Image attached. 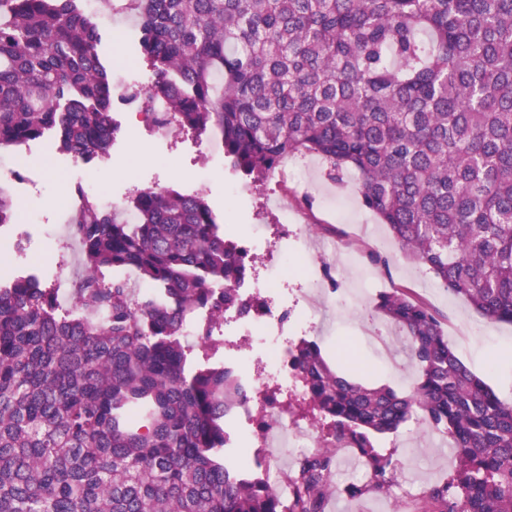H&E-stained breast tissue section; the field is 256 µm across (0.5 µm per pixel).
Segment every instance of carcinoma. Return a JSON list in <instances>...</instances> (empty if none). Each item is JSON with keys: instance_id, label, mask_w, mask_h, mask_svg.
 I'll use <instances>...</instances> for the list:
<instances>
[{"instance_id": "obj_1", "label": "carcinoma", "mask_w": 512, "mask_h": 512, "mask_svg": "<svg viewBox=\"0 0 512 512\" xmlns=\"http://www.w3.org/2000/svg\"><path fill=\"white\" fill-rule=\"evenodd\" d=\"M82 2L0 0V148L109 156L115 81ZM117 7L135 18L165 125L221 140L255 180L298 154L319 156L332 181L355 175L402 251L512 323V0H100L104 14ZM14 209L0 189V227ZM71 237L83 279L70 302L0 269V512H327L341 491L389 489L397 463L376 438L414 418L448 435L457 466L411 512H512V404L465 366L425 300L393 288L374 310L406 335L409 394L295 345L305 395L288 407L326 445L294 461L284 499L224 453L246 394L212 357L237 347L224 313L251 301L239 244L205 198L147 188L105 210L89 196ZM340 448L356 449L369 484H334Z\"/></svg>"}]
</instances>
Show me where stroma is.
I'll use <instances>...</instances> for the list:
<instances>
[{
  "label": "stroma",
  "instance_id": "stroma-1",
  "mask_svg": "<svg viewBox=\"0 0 512 512\" xmlns=\"http://www.w3.org/2000/svg\"><path fill=\"white\" fill-rule=\"evenodd\" d=\"M100 32L108 60L131 62L127 69L114 70L115 80L140 83L151 77L147 63L133 55L126 34L115 31L111 20L101 19ZM116 118L120 133L109 158L98 167L75 165L72 157L42 143L33 146L26 162L39 175V196L17 197L19 220L0 228L1 247L20 243L25 248V258L14 261L12 271H34L48 284L62 270L79 274L78 251L69 234L71 214L59 196L60 185H83L91 195L106 196L119 207L127 205L135 190L152 186L199 193L228 238L241 240L249 225H266L269 245L257 270H264L281 252L293 255L283 283L288 291V334L295 341H316L337 371L366 384L411 390L416 370L403 333L373 316L379 294L399 284L439 312L459 358L501 401L512 403V324L487 321L431 273L403 257L387 227L362 205L354 175L330 181L322 161L307 154L292 156L295 177L285 180L274 174L255 183L234 171L222 148L209 140L177 133L161 139L153 130L127 121L124 113ZM137 147L143 159H136ZM280 199L287 201V209L277 207ZM324 224L332 225L333 233L321 232ZM368 248L392 256L389 271L367 262ZM317 252L336 283L310 296L306 262ZM309 301L325 313V326L315 328L301 320ZM445 441V436L414 420L380 437V449L398 464L396 477L387 494H366L357 497V504L366 512H394L427 484L447 479L456 459L439 453Z\"/></svg>",
  "mask_w": 512,
  "mask_h": 512
}]
</instances>
